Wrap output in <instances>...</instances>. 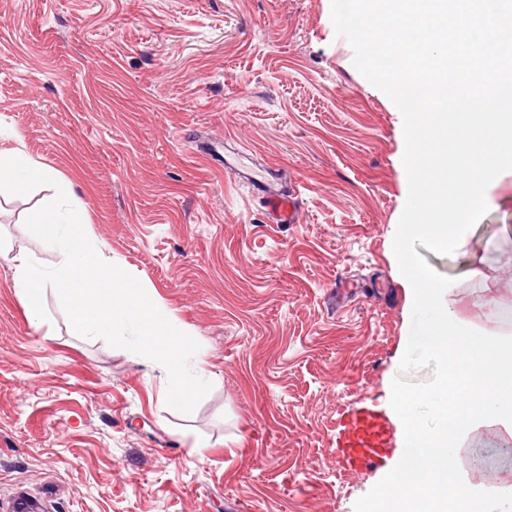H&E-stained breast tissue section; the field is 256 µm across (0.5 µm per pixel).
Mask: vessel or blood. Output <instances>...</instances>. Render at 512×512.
<instances>
[{"mask_svg": "<svg viewBox=\"0 0 512 512\" xmlns=\"http://www.w3.org/2000/svg\"><path fill=\"white\" fill-rule=\"evenodd\" d=\"M249 186L262 195L268 223L298 224L302 221L297 191H283L256 179ZM332 446L336 464L345 474L385 468L398 448L396 430L386 410L372 400L349 404L336 424Z\"/></svg>", "mask_w": 512, "mask_h": 512, "instance_id": "1", "label": "vessel or blood"}]
</instances>
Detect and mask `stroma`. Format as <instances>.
I'll return each instance as SVG.
<instances>
[{
	"label": "stroma",
	"instance_id": "obj_1",
	"mask_svg": "<svg viewBox=\"0 0 512 512\" xmlns=\"http://www.w3.org/2000/svg\"><path fill=\"white\" fill-rule=\"evenodd\" d=\"M353 56L330 0H0V151L74 183L97 251L212 384L170 409L160 368L71 335L58 295L33 326L0 256V512H367L385 474L340 475L332 438L349 402L389 406L413 292L403 118ZM259 173L299 186L301 223H267ZM52 193L0 209V245L50 267L24 221ZM486 201L465 252L416 251L474 342L512 345V170ZM343 279L366 289L341 298Z\"/></svg>",
	"mask_w": 512,
	"mask_h": 512
}]
</instances>
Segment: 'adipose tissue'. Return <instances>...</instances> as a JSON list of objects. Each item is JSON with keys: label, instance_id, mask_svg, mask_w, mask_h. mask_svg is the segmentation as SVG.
<instances>
[{"label": "adipose tissue", "instance_id": "obj_1", "mask_svg": "<svg viewBox=\"0 0 512 512\" xmlns=\"http://www.w3.org/2000/svg\"><path fill=\"white\" fill-rule=\"evenodd\" d=\"M459 321L454 302H447L429 338L430 351L448 366L443 380L421 396L402 394L396 400L415 446L387 476L370 512H481L475 499L458 495L464 440L480 428L500 439L512 437V421L501 416L512 405V374L504 372L512 367V347L491 336L472 350L459 339ZM419 402L435 408L442 428L429 431L421 425L412 413Z\"/></svg>", "mask_w": 512, "mask_h": 512}]
</instances>
